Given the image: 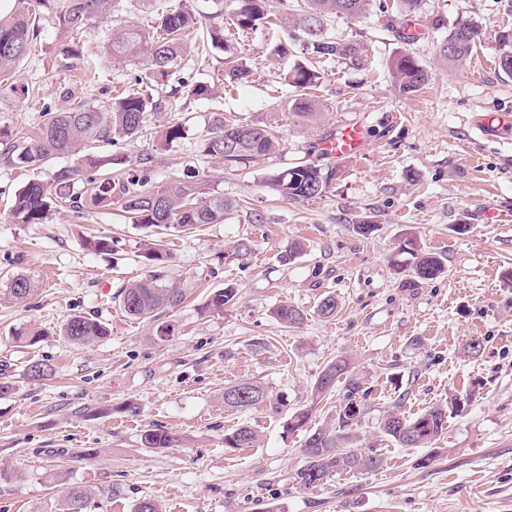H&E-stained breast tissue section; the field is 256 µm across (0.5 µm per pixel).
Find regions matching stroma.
I'll use <instances>...</instances> for the list:
<instances>
[{"mask_svg":"<svg viewBox=\"0 0 512 512\" xmlns=\"http://www.w3.org/2000/svg\"><path fill=\"white\" fill-rule=\"evenodd\" d=\"M195 13L197 41L188 45L186 74L214 87L225 112L273 127L282 141L274 155L231 168L204 156L200 143L212 120L208 101L180 98L175 109L149 115L138 138L95 149L101 160L151 157L158 179L199 171L238 209L224 223L193 232L145 231L117 211L77 218L68 208L43 224H23L11 212L16 192L51 168L33 170L0 157V365L15 384L0 399V512H62L71 488L85 490L88 512H133L144 500L159 512H512V136L485 135L484 116L512 123V77L499 72L494 35L512 28V0H421L424 21L411 45L398 41L383 17L334 18L328 29L363 44L367 62L296 54L267 61L265 49L281 31L269 23L234 33L226 48L206 42L210 18L227 0H171ZM156 7L116 0L108 16L82 37L84 57L60 53L56 30L44 22L30 55L0 84V153L26 139L41 107L71 100L100 103L145 78V58L115 65L104 48L113 27L150 24ZM472 18L486 35L458 69L437 59L436 46L459 19ZM409 51L431 78L401 93L389 71ZM253 71L249 83L224 88V57ZM316 70L310 91L321 110L298 117V93L288 81L295 63ZM363 125V155L324 159L320 146L337 126ZM177 123L186 137L165 143ZM315 165L334 171L323 196L283 200L267 180L278 169ZM367 219L378 229L356 233ZM459 224L467 233H456ZM416 236L441 254L445 276L405 290L399 286V245ZM115 242L116 253L94 252L87 237ZM162 241L171 258L167 280L191 288L159 321L134 320L119 306L122 286L150 274L141 256L146 236ZM246 241L239 256L234 247ZM304 252L280 260L294 242ZM23 272L35 289L22 303L3 295L10 275ZM238 294L222 313L201 307L214 289ZM337 303L333 317L317 306ZM301 309L305 321L286 327L272 317L280 304ZM71 314L93 315L111 331L103 341L76 346L59 329ZM167 324V338L156 334ZM34 324L42 339L15 343L17 328ZM480 343L470 355L471 343ZM348 358L367 391L368 411L353 445L376 449L387 463L374 472L342 471L318 487L297 484L303 435L290 415L311 401L313 386L336 357ZM53 365L52 380H27V364ZM261 385L270 400L250 409L224 405V389ZM460 398L463 411L432 453L403 448L379 423L400 409L408 417ZM247 426L258 440L228 448L224 435ZM158 427L174 439L167 448L142 447L143 430ZM86 448L95 458H83Z\"/></svg>","mask_w":512,"mask_h":512,"instance_id":"1","label":"stroma"}]
</instances>
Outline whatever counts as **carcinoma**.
Listing matches in <instances>:
<instances>
[{
    "mask_svg": "<svg viewBox=\"0 0 512 512\" xmlns=\"http://www.w3.org/2000/svg\"><path fill=\"white\" fill-rule=\"evenodd\" d=\"M14 11L0 16V78L12 73L24 60L31 43L42 31V22L50 20L60 34V52L68 59L82 56L81 34L90 22L104 19L112 10L114 0H16ZM233 24L241 31L253 30L264 23L268 15L275 14L279 26L288 32V38L276 40L269 47V56L284 59L295 48L312 52L322 58H342L355 68L366 62V49L358 43L341 39L327 30L332 16L350 19L362 16L371 0H300L295 7L288 0H231ZM420 0H376L377 10L386 19V28L404 42L417 35L411 32L410 18L417 16ZM197 19L192 13L173 5L155 14L149 28L137 24L112 29V40L107 55L112 62L144 56L149 62L148 78L153 82L174 83L188 98L211 97L205 83H190L182 77L184 69V39L194 29ZM482 25L477 21L456 24L448 36L437 45L438 56L448 65L459 67L483 40ZM498 68L512 76V28L495 34ZM400 91L412 94L425 86L431 77L413 55L403 52L389 64ZM251 70L231 57L224 58V79L234 85L247 81ZM319 80V74L300 63L294 65L291 83L301 90L294 99L293 111L300 117L315 114V100L304 90ZM161 109V102L141 88L127 91L123 96L110 98L97 105L80 103L76 106L52 111L44 109L41 123L34 136L9 146L3 158L24 167L41 169L64 155H76L97 144H113L119 140L137 138L148 114ZM278 148V142L269 128L249 120L226 118L216 112L208 135L201 143L202 153L234 166L250 159L268 156ZM89 170L80 166L61 167L47 180L28 181L15 194L13 216L23 224H41L52 209L67 205L78 216L90 211L110 210L121 204L122 211L132 224L148 230L164 227L188 231L203 224H221L224 217L237 208L234 201L214 190L205 191L208 183L190 176L183 180L159 181L155 177L152 161L139 158L128 163L123 172L112 175L98 171L99 161L87 159ZM334 172H322L311 165L281 168L272 174L270 183L287 201L317 198L326 192ZM401 251L410 260L399 265L402 288H416L421 283L437 279L448 272L444 258L424 250L413 237L404 239ZM142 256L156 270L126 284L119 294L124 313L136 320H146L165 310L180 306L187 291L168 284L161 269L169 262L170 254L154 239L144 240ZM34 283L17 273L6 284L9 298L23 302L33 292ZM236 296L235 288L226 286L208 293L204 308L224 312ZM273 317L283 325L292 327L302 323L306 315L297 307L282 304L273 310ZM61 335L75 345H90L109 335L107 326L90 315H70L60 327ZM43 330L28 325L16 329V341L33 345ZM25 376L31 381H45L53 376V368L42 360L26 365ZM345 392L337 413L336 429L308 432L304 435L302 455L304 464L296 472L295 480L305 489L320 485L333 471H375L387 464L386 458L371 450L362 453L351 446L352 427L364 417L367 405L365 389L354 374L350 362L342 357L329 363L313 386L310 404L296 410L288 419V431H301L313 409L339 383ZM266 400V393L254 383L240 382L224 388V405L236 409H249ZM461 410L460 399L450 406H435L408 418L397 412L386 415L380 425L381 432L402 447L429 448L439 439L448 423V412ZM256 433L241 426L224 434V447L251 448ZM172 436L161 429H146L140 437L145 448H167ZM64 512H86V493L77 488L69 491Z\"/></svg>",
    "mask_w": 512,
    "mask_h": 512,
    "instance_id": "carcinoma-1",
    "label": "carcinoma"
}]
</instances>
